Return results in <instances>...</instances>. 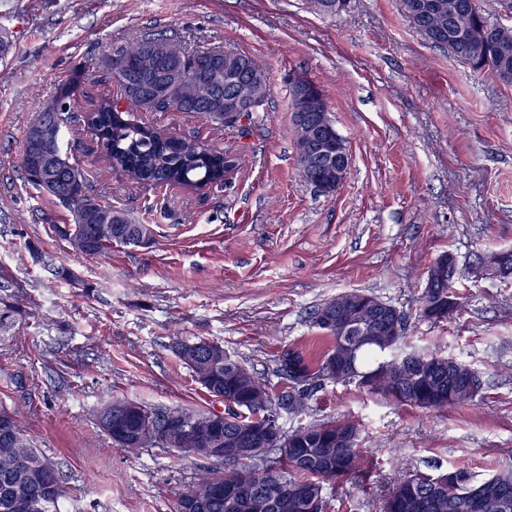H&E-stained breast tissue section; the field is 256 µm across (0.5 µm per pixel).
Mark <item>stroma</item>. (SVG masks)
Returning a JSON list of instances; mask_svg holds the SVG:
<instances>
[{
  "mask_svg": "<svg viewBox=\"0 0 512 512\" xmlns=\"http://www.w3.org/2000/svg\"><path fill=\"white\" fill-rule=\"evenodd\" d=\"M0 25L12 32L0 60V297L17 295L26 311L0 344V401L60 463L65 512H173L199 473L194 458L158 445L127 454L92 416L115 397L224 409L171 351L173 337L223 343L275 395L281 352L320 357L330 340L313 310L355 290L400 311L404 350L462 360L482 387L472 404L430 413L328 382L283 415L288 431L336 416L364 429L371 475L337 489L325 512H379L406 469L465 465L484 478L512 468V276L479 263L512 249V86L432 46L399 0H349L336 15L312 0H0ZM146 33L245 52L264 65L269 100L230 129L198 112L136 113L240 158L221 185L151 187L102 163L84 116L118 87L90 76L70 100L63 149L91 173L93 194L153 225L156 239L80 254L53 231L67 211L23 178L24 134L76 65ZM298 75L321 89L348 148L349 172L330 194L299 175ZM38 251L72 278L38 263ZM444 253L460 305L432 324L419 300Z\"/></svg>",
  "mask_w": 512,
  "mask_h": 512,
  "instance_id": "1",
  "label": "stroma"
}]
</instances>
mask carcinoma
<instances>
[{"label":"carcinoma","instance_id":"1","mask_svg":"<svg viewBox=\"0 0 512 512\" xmlns=\"http://www.w3.org/2000/svg\"><path fill=\"white\" fill-rule=\"evenodd\" d=\"M400 2L409 22L423 35L441 27L450 34L465 33L467 40L459 45L448 44V51L474 71H486L501 83L512 85V33L489 23L474 0H446L462 8L436 15L425 26L414 15L417 0ZM95 68L107 73L119 88L117 97L99 99L85 116L102 160L111 169L145 185L197 190L224 183V177L238 168L239 158L234 154L207 149L192 138L165 136L131 116L134 112L153 111L150 97L176 76L182 87H194L197 93L176 94L168 111L200 112L219 125L234 128L236 124L224 120V99L246 91L252 76L266 74L258 60L219 47L191 49L149 34L112 47V52L102 56ZM89 76V66L74 67L54 96L61 118L49 134L58 147L70 112L67 101ZM20 168L29 185L66 208L75 227L70 233L59 224L54 228L69 243L74 235L86 242L83 254L106 256L112 253L115 243L134 246L144 236L154 237L152 225L138 224L125 211L91 195L88 173L77 164L57 170L50 182L33 179L24 164ZM450 291H454L452 284L422 296L420 318L432 323L450 318L458 307V302L448 301ZM377 300L372 294L351 291L319 305L312 313V322L331 338L332 345L316 361L296 349L283 351L278 371L289 385L274 399L256 372L224 354L221 343L200 337L180 338L172 341L170 348L207 393L227 398L234 408L247 411L243 416L228 413L235 421L234 428L240 431L253 429L274 408L286 413L306 408L318 382L324 380L354 382L384 400L431 412L471 404L480 384L467 385L463 379L473 376L474 370L460 361L450 372L448 358L433 352L398 353L404 326H399L396 333L382 327L374 337L365 339L357 326L343 334L319 319L320 313L337 305L355 309ZM380 304L397 312L383 300ZM24 313L17 299H0V343L11 339V332ZM200 341L215 353L213 359L199 362L191 356L193 344ZM110 403L124 406L123 433L112 429V420L102 416L100 407L94 410L96 423L116 447L131 455L139 454L146 446L139 434L151 414H177L198 432L207 428L213 415L209 409L194 406L150 407L127 398H114ZM18 428L20 436L16 438L0 435V482L5 480L14 489L13 497H0V512H62L60 463L36 448L23 425ZM281 436L283 441L279 444L269 441L264 446L241 447L238 460L229 469L204 470L193 484L177 494L174 512H307V503L323 512L326 499L335 489L369 475L361 426L356 420L332 417ZM153 442L197 456L189 438L181 444L174 436L156 437ZM272 452L277 453L275 464H256ZM455 472L476 483L473 496H460L446 487L434 486L430 477L406 472L395 479L380 512H512V495L504 498L496 493L499 486L512 491L511 468L482 479L465 467ZM230 484L240 486L241 493L224 496V487Z\"/></svg>","mask_w":512,"mask_h":512}]
</instances>
